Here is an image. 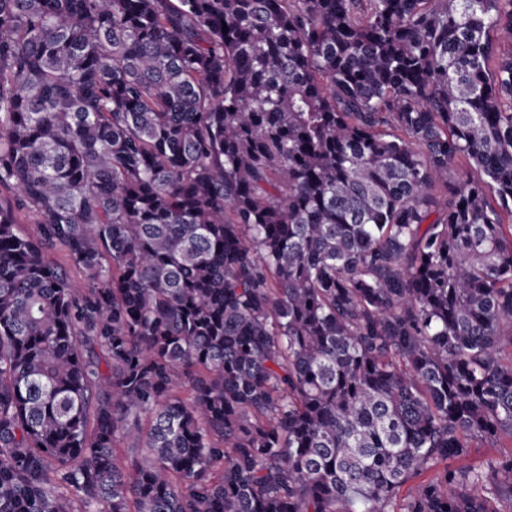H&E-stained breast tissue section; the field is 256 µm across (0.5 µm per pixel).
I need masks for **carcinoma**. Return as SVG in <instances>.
I'll return each instance as SVG.
<instances>
[{
    "instance_id": "1",
    "label": "carcinoma",
    "mask_w": 512,
    "mask_h": 512,
    "mask_svg": "<svg viewBox=\"0 0 512 512\" xmlns=\"http://www.w3.org/2000/svg\"><path fill=\"white\" fill-rule=\"evenodd\" d=\"M504 435L512 0H0V512H512Z\"/></svg>"
}]
</instances>
